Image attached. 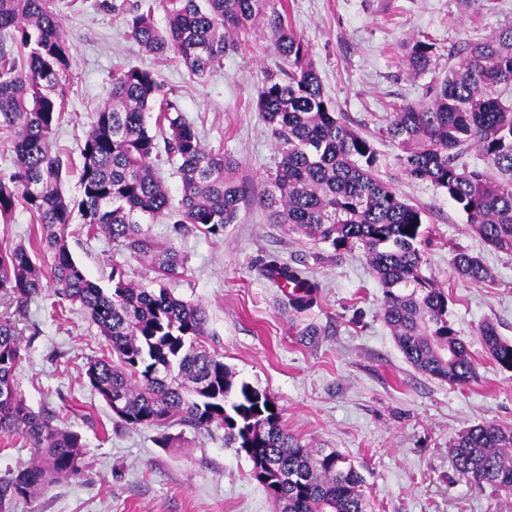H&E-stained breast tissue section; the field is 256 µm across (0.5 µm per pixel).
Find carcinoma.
Segmentation results:
<instances>
[{"label":"carcinoma","instance_id":"cac0c4a2","mask_svg":"<svg viewBox=\"0 0 512 512\" xmlns=\"http://www.w3.org/2000/svg\"><path fill=\"white\" fill-rule=\"evenodd\" d=\"M74 0H0V133L8 135L14 163L0 171V222L17 207L36 215V243L0 248V297L24 305L52 287L55 310L80 307L117 360L89 362L85 371L117 420L132 428L162 429L180 421L197 432L224 428V442L252 449L253 475L277 512H371L366 481L336 450H312L284 427L276 402L207 349L206 314L169 289L136 286L114 269L108 286L91 280L72 257L68 226L80 214L88 235L105 234L135 252H150L139 215L170 209L153 158L158 143L148 113L165 126L168 158L176 162L181 196L175 223L202 225L219 235L238 220L242 190L230 176L235 160L206 150L181 112L178 98L138 67L112 73L107 98L79 146L81 200L62 191L64 163L52 141L64 109L72 67L61 13ZM167 26L144 13L126 20L127 36L146 52L174 56L201 78L224 63L240 34L261 16L284 67L264 76L256 109L271 129L281 156L266 179L260 202L270 222L302 233L341 253L358 248L382 289V315L405 359L419 372L466 386L478 380L469 346L448 319V293L423 273L422 212L406 203L393 182L378 174L372 142L338 116L326 99L308 47L269 0H163ZM434 44L417 38L406 62L425 72ZM428 101L400 107L386 137L401 149L403 172L430 182L462 211L472 231L494 249L512 254V25L465 45ZM468 149L482 168L460 162ZM50 255V273L40 257ZM163 276L184 259L174 247L155 257ZM456 274L483 283L481 259L459 252ZM264 270L290 287L288 304L309 308L319 285L300 269L269 260ZM495 364L512 371V341L491 321L478 328ZM25 347L17 320L0 315V434L18 435L31 449L27 466L0 476V512L52 484L79 477L82 436L34 411L16 372ZM274 410L267 409V405ZM455 470L480 487L512 490V427L477 424L451 444Z\"/></svg>","mask_w":512,"mask_h":512}]
</instances>
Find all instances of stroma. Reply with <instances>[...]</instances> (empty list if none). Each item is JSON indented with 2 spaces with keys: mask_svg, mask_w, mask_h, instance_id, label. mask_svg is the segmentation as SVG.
<instances>
[{
  "mask_svg": "<svg viewBox=\"0 0 512 512\" xmlns=\"http://www.w3.org/2000/svg\"><path fill=\"white\" fill-rule=\"evenodd\" d=\"M289 27L309 48L327 99L370 139L378 170L405 201L422 209L429 234L423 272L448 293V318L467 342L479 379L458 388L414 369L381 313L382 290L361 250L335 254L324 244L270 223L259 196L280 156L256 108L257 88L281 59L263 25L242 35L224 64L203 78L176 59L143 51L125 36L122 15L99 0H74L62 14L74 64L54 152L66 164L63 192L79 200V144L107 97L115 69L151 71L173 89L203 147L238 166L245 191L237 223L221 235L168 218H144L156 249L176 247L183 272L163 279L150 256L87 235L80 222L69 246L86 274L106 283L112 269L144 288L163 286L204 308L207 343L237 379L267 391L284 426L312 448L335 449L364 475L375 512H512V492L480 489L452 467L450 442L467 427H512V372L482 348L486 321L512 340V255L492 249L465 214L431 183L401 171L399 148L383 131L395 109L426 101V92L464 44L512 25V0L463 7L461 0H282ZM428 37L431 69L415 72L405 46ZM480 257L490 271L475 284L452 269L456 252ZM303 269L319 285L313 305L295 312L286 292L261 272L269 258ZM25 357L18 386L33 410L55 411V425L81 434L84 470L45 494L15 503L12 512H276L254 479L245 454L225 447L220 427L168 428L159 447L152 427L116 422L86 381L90 360L106 353L104 338L81 311L60 317L51 291L25 308L20 323ZM315 327V335L304 330Z\"/></svg>",
  "mask_w": 512,
  "mask_h": 512,
  "instance_id": "35a3bbf8",
  "label": "stroma"
}]
</instances>
